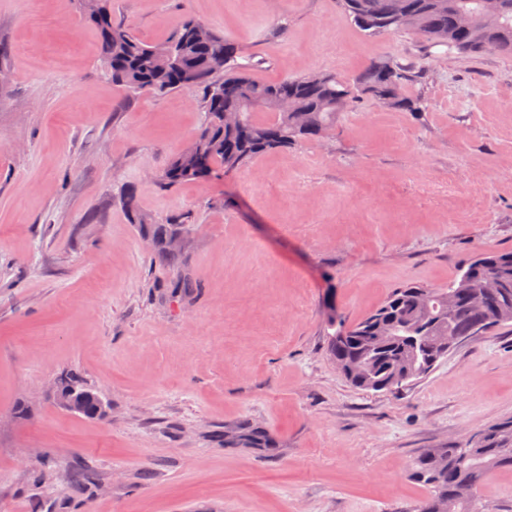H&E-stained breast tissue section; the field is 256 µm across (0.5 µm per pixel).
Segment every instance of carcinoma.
<instances>
[{
	"label": "carcinoma",
	"mask_w": 512,
	"mask_h": 512,
	"mask_svg": "<svg viewBox=\"0 0 512 512\" xmlns=\"http://www.w3.org/2000/svg\"><path fill=\"white\" fill-rule=\"evenodd\" d=\"M345 15L373 38L410 33L450 51L512 56V0L496 17L475 30L463 29L458 17L478 13L482 0H339ZM84 18L98 35V52L106 75L126 95L165 97L183 91L195 95L201 122L188 145L175 153L156 176L157 184L177 186L246 167L254 158L278 148L321 138L341 112L371 102L379 107L418 114L421 98L407 93L409 71L396 61L373 62L347 82L334 73L314 72L274 82L253 79V61H241L238 48L224 32L207 27L201 39L196 19L185 17L162 40L146 43L124 23L112 19V0H79ZM262 112L271 113L264 120ZM123 205L139 235L155 245L159 263L179 272L189 255L169 246L173 232H190L182 214L152 222L139 209L137 191L129 187ZM493 278L501 288L486 296V312L469 307L471 294ZM456 301L448 311V300ZM326 352L339 373L355 388L396 393L426 377L448 356L441 347L450 336L486 333L512 325V250H481L469 258L446 288L410 282L393 288L362 319L347 323L332 297L325 301ZM83 384L72 374L59 382L64 409L82 401ZM226 448H274L276 442L249 422L229 426ZM512 471V418L479 430L466 440L421 451L410 476L427 497L417 512H481L479 491L495 473Z\"/></svg>",
	"instance_id": "cac0c4a2"
}]
</instances>
